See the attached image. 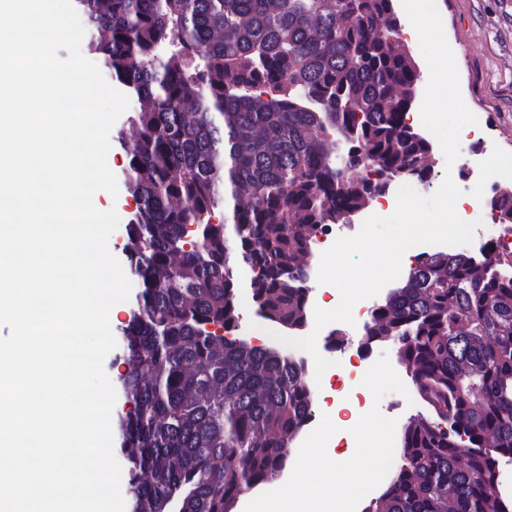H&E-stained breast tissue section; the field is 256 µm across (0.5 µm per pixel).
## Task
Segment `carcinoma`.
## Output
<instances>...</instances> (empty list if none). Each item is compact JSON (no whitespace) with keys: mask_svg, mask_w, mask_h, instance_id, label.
Returning <instances> with one entry per match:
<instances>
[{"mask_svg":"<svg viewBox=\"0 0 512 512\" xmlns=\"http://www.w3.org/2000/svg\"><path fill=\"white\" fill-rule=\"evenodd\" d=\"M76 5L137 131L115 136L136 203L123 243L139 283L123 329L132 407L112 423L132 512H234L285 469L314 403L304 360L231 335L240 271L257 317L290 336L307 325L308 241L436 165L406 119L420 70L393 0ZM483 205L512 232V184ZM375 342L397 345L427 414L403 427L365 512H512L499 472L512 458V252L420 253L372 310L361 347Z\"/></svg>","mask_w":512,"mask_h":512,"instance_id":"cac0c4a2","label":"carcinoma"}]
</instances>
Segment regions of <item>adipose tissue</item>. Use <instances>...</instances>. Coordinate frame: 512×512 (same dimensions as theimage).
<instances>
[{
    "label": "adipose tissue",
    "instance_id": "1",
    "mask_svg": "<svg viewBox=\"0 0 512 512\" xmlns=\"http://www.w3.org/2000/svg\"><path fill=\"white\" fill-rule=\"evenodd\" d=\"M447 222L412 224L399 231L390 241L378 242L379 250L389 256L391 272L411 266L420 249L423 238L451 232ZM384 425L374 419H366L355 436L357 446L344 453L334 451L315 454L305 453L298 466L295 481L274 490L272 496L261 501L248 502L246 512H345L352 500L363 499L371 487L373 467L362 451L383 445Z\"/></svg>",
    "mask_w": 512,
    "mask_h": 512
}]
</instances>
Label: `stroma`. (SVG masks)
<instances>
[{
    "mask_svg": "<svg viewBox=\"0 0 512 512\" xmlns=\"http://www.w3.org/2000/svg\"><path fill=\"white\" fill-rule=\"evenodd\" d=\"M440 15L455 55L462 96L483 130L477 137L461 135L459 158L450 166L438 161L419 189L424 196L434 194L448 176L462 191H469V159L512 158V0H447ZM363 373L365 379L360 386L366 402L360 405L342 398L336 437L350 438L358 423L368 416L389 423L385 436L388 467L380 471L372 489L378 495L387 485L389 467L397 463L403 426L410 418L423 414L425 407L415 395L395 345L375 343Z\"/></svg>",
    "mask_w": 512,
    "mask_h": 512,
    "instance_id": "stroma-1",
    "label": "stroma"
}]
</instances>
